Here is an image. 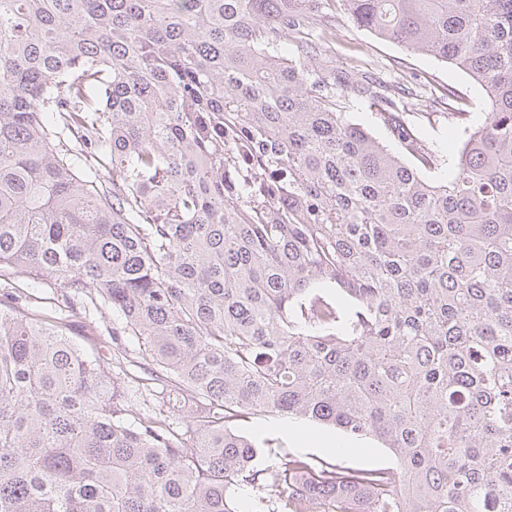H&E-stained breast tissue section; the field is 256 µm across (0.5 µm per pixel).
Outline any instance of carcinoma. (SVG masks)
I'll return each mask as SVG.
<instances>
[{"label":"carcinoma","mask_w":512,"mask_h":512,"mask_svg":"<svg viewBox=\"0 0 512 512\" xmlns=\"http://www.w3.org/2000/svg\"><path fill=\"white\" fill-rule=\"evenodd\" d=\"M328 2L0 0V512H512V0H341L483 87L450 161L420 93L322 65ZM83 296L151 409L64 333ZM251 414L392 463L259 467ZM349 112H352L348 117L353 122L366 127L375 137L383 140L385 144H392L389 140H386L385 129L375 116V108L370 107L368 102L357 103Z\"/></svg>","instance_id":"obj_1"}]
</instances>
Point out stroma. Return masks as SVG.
Returning a JSON list of instances; mask_svg holds the SVG:
<instances>
[{"mask_svg": "<svg viewBox=\"0 0 512 512\" xmlns=\"http://www.w3.org/2000/svg\"><path fill=\"white\" fill-rule=\"evenodd\" d=\"M336 34L326 46V53L335 66H373L384 73L403 79L405 85L425 89L426 99L406 114L420 146L444 156H453L466 138L468 129L480 121L472 109L473 104L485 98L483 88L451 65L431 56L412 52L406 48L377 38L355 24L345 10L334 13ZM454 91L463 108L462 113L446 115L438 97ZM67 333L86 348H100L111 344L106 330L112 325V312L107 308L90 310L87 314L69 315ZM238 428L258 443L271 440L284 449L305 459H323L345 468H378L390 465L386 449L366 439L357 443L355 451L345 454L301 445L290 438V428L307 429L301 419L275 420L255 415L238 421Z\"/></svg>", "mask_w": 512, "mask_h": 512, "instance_id": "1", "label": "stroma"}]
</instances>
